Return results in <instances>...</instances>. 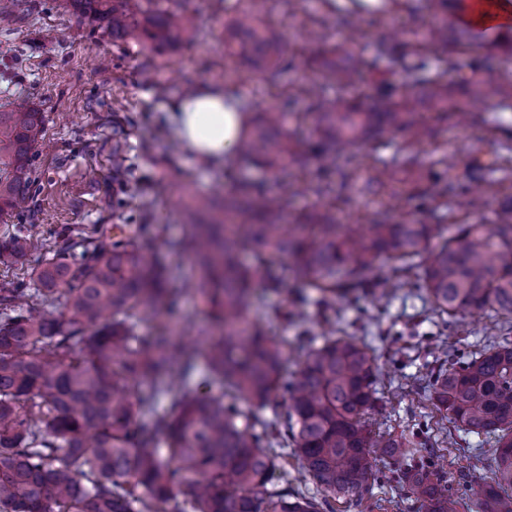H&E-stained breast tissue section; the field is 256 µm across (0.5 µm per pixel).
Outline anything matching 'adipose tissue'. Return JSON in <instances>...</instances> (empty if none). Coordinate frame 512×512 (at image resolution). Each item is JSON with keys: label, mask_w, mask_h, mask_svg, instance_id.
Listing matches in <instances>:
<instances>
[{"label": "adipose tissue", "mask_w": 512, "mask_h": 512, "mask_svg": "<svg viewBox=\"0 0 512 512\" xmlns=\"http://www.w3.org/2000/svg\"><path fill=\"white\" fill-rule=\"evenodd\" d=\"M175 135L201 167L229 166L241 138L242 116L223 87L202 84L174 102Z\"/></svg>", "instance_id": "obj_1"}]
</instances>
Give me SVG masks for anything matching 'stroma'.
<instances>
[{
  "label": "stroma",
  "mask_w": 512,
  "mask_h": 512,
  "mask_svg": "<svg viewBox=\"0 0 512 512\" xmlns=\"http://www.w3.org/2000/svg\"><path fill=\"white\" fill-rule=\"evenodd\" d=\"M197 29L163 52L144 49L135 39L113 38L110 31L76 13L64 0H23L9 25H0V111L16 102L34 103L46 115L44 144L33 157L40 190L29 212L1 216L0 235L15 224H72L91 229L98 224H134L144 199L140 177L150 178L162 197L155 223L164 225L165 237L183 232L184 217L177 204L173 178L193 182L202 192L224 195L230 184L223 170L204 169L193 156L176 148L172 138L152 139L157 126L169 122L172 101L186 85L215 83L240 97L250 111L285 107L288 87L304 71L305 59L315 50L311 34L323 30L328 39L337 31L322 28L319 0H260L265 26L282 36L290 68L277 84L253 73L248 61L224 52L227 25L250 10L249 0H182ZM426 8L415 0H395L386 14L364 12L357 21L366 43L403 37L422 29ZM426 137L410 143L389 135L374 144L362 177L376 169H395L401 189L416 190L403 198L400 213L414 216L420 191L427 180L412 182L396 170L399 156L418 152L425 166L448 169L451 177L474 181L483 188L485 203L475 220L490 223L498 201L512 196V173L490 170L499 155L512 153V109L489 112L480 127L463 130L436 112L426 113ZM121 146L136 178L128 183L121 212L112 210V148ZM336 325L356 337L370 336L377 348L383 378L378 391L383 402L375 414L381 429H410L413 415L422 413L423 392L412 385L426 373L441 329L424 292L397 291L382 311H373L365 298L337 301ZM457 346L465 351L512 334V324L490 311L456 318ZM485 440L467 436L446 455L444 472L461 504L460 512H482L478 489L492 476L491 462L478 456ZM390 466L379 462L372 496L381 512H415L407 488L388 479Z\"/></svg>",
  "instance_id": "stroma-1"
}]
</instances>
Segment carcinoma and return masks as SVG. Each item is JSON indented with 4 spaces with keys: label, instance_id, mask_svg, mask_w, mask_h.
Listing matches in <instances>:
<instances>
[{
    "label": "carcinoma",
    "instance_id": "cac0c4a2",
    "mask_svg": "<svg viewBox=\"0 0 512 512\" xmlns=\"http://www.w3.org/2000/svg\"><path fill=\"white\" fill-rule=\"evenodd\" d=\"M80 14L112 31L136 34L143 46L163 50L194 30V19L146 0L136 18L130 0H66ZM430 19L407 39H380L371 55L354 39L323 41L306 69L336 84L328 100L316 84L300 81L288 105L313 101L308 150L286 126L287 113L268 108L246 130L236 155L252 166L284 173L291 165L331 154L337 180L320 178L310 190L317 204L288 218V182L269 187L243 176L220 201L181 188L187 221L165 251H143L127 225L98 226L91 233L67 225L47 237L33 224H18L0 238V264L30 256L40 260L28 278L0 279V512H335L331 501L363 500L376 463L394 466L418 512H456L457 500L434 461L415 456L405 434L378 433L368 421L377 410L378 367L371 343L336 335L317 342L306 327L325 317L336 300L371 293L385 302L391 291L373 287L380 263L399 261L414 276L438 315L490 310L512 317V197L498 204L495 227L451 222L452 233L433 249L441 225L397 222L401 192L387 169L361 191L388 193L393 203L373 224L336 223V202L356 187L357 153L387 131L424 135L422 109L467 125L471 106H512V81L481 77L489 56L472 58L469 99L454 98V84L429 73L430 47L455 53L487 49L484 31L460 23L465 0H427ZM224 47L253 62L275 82L284 60L282 40L260 19L247 16L227 27ZM399 70L397 86L379 79L368 104L351 94L367 70ZM45 116L22 102L0 112V212L22 214L33 201V155L43 139ZM128 169L120 147L112 149V212ZM454 180L433 182L432 201L460 197ZM146 224L138 236L156 239L154 199L142 204ZM187 255L196 274L174 286L169 258ZM293 259L303 286L279 315L300 328L299 369L288 375V342L265 317L264 298L285 290L279 262ZM194 293L210 308L212 334L190 344L174 333L164 301L178 304ZM156 320L154 333L136 336L129 312ZM442 356L428 366L425 389L442 418L455 428L487 437L494 463L481 494L486 512H512V341L484 344L466 358ZM205 372L198 373L199 361ZM218 384L220 393L211 391ZM39 410V420L30 417ZM167 445V453L160 444ZM293 457L316 485L309 495L276 476L277 459Z\"/></svg>",
    "mask_w": 512,
    "mask_h": 512
}]
</instances>
